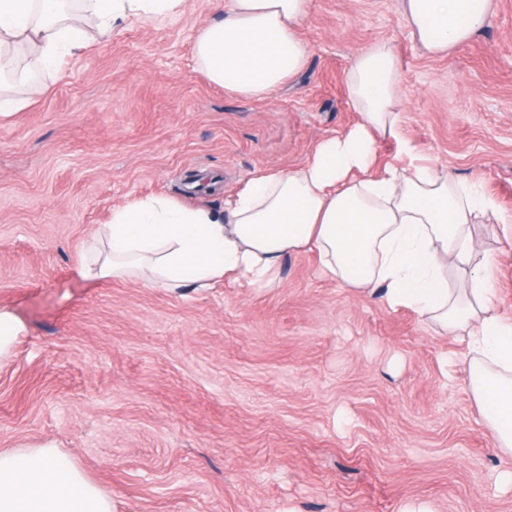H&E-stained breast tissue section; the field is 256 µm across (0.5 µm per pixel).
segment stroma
Masks as SVG:
<instances>
[{"instance_id": "obj_1", "label": "stroma", "mask_w": 512, "mask_h": 512, "mask_svg": "<svg viewBox=\"0 0 512 512\" xmlns=\"http://www.w3.org/2000/svg\"><path fill=\"white\" fill-rule=\"evenodd\" d=\"M224 0L128 21L0 116V308L26 326L0 360V450L49 443L112 512H512V455L469 390L461 337L287 257L280 288L171 292L88 281L90 231L147 195L218 206L262 167L295 168L359 120L345 70L389 42L401 127L425 161L479 183L475 225L512 318V0L425 51L401 0H312L305 67L264 101L199 73L193 45ZM211 178L188 190L191 175Z\"/></svg>"}]
</instances>
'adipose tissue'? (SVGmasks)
I'll return each mask as SVG.
<instances>
[{
	"mask_svg": "<svg viewBox=\"0 0 512 512\" xmlns=\"http://www.w3.org/2000/svg\"><path fill=\"white\" fill-rule=\"evenodd\" d=\"M185 0H0V53L20 48L40 70H55L99 34L134 16L178 15ZM311 0H228L222 19L203 25L194 54L204 78L239 97L268 99L304 68L310 48L299 30ZM423 47L444 53L485 23L490 0H403ZM360 119L319 140L294 169L256 170L223 209L167 196L113 208L77 256L86 279L141 281L151 288L204 289L218 281L253 291L281 283L285 256L314 252L320 272L345 287L410 309L448 334L467 330L469 377L478 412L503 451L512 453V320L491 297L495 264L476 258L470 231L495 212L479 184L414 160L375 169V146L401 141V79L390 43L355 54L346 70ZM465 285L449 289L448 271ZM0 512H112L111 499L51 444L0 451Z\"/></svg>",
	"mask_w": 512,
	"mask_h": 512,
	"instance_id": "obj_1",
	"label": "adipose tissue"
}]
</instances>
